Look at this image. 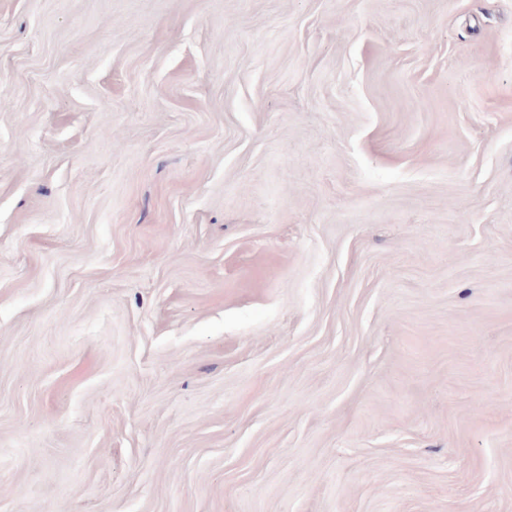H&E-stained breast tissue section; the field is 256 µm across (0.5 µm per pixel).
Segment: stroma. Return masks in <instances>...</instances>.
<instances>
[{
    "label": "stroma",
    "instance_id": "stroma-1",
    "mask_svg": "<svg viewBox=\"0 0 512 512\" xmlns=\"http://www.w3.org/2000/svg\"><path fill=\"white\" fill-rule=\"evenodd\" d=\"M0 512H512V0H0Z\"/></svg>",
    "mask_w": 512,
    "mask_h": 512
}]
</instances>
